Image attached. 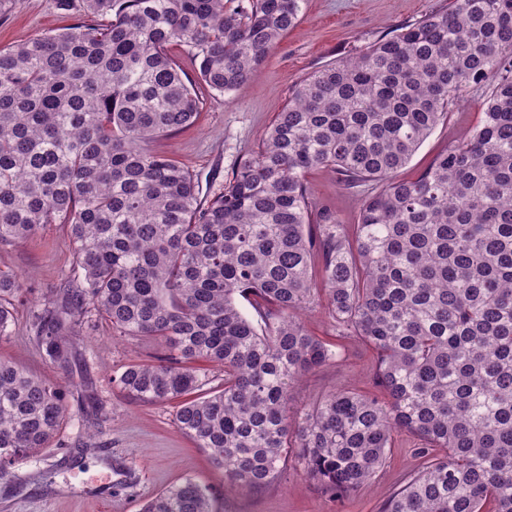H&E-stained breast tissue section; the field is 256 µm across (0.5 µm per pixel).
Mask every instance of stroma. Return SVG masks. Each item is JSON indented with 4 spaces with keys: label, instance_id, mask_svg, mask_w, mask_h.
<instances>
[{
    "label": "stroma",
    "instance_id": "stroma-1",
    "mask_svg": "<svg viewBox=\"0 0 512 512\" xmlns=\"http://www.w3.org/2000/svg\"><path fill=\"white\" fill-rule=\"evenodd\" d=\"M448 0H306L301 18L247 85L215 97L199 88L200 118L181 133L156 138L154 148L196 174L201 196L222 192L242 162L256 151L294 86L307 74L358 56L382 36L447 6ZM54 0H16L0 15V47L76 24ZM481 94H471L433 130L397 176L413 179L437 153L477 125ZM313 195L340 223L358 220L361 197L322 169L307 177ZM73 246L62 224H48L23 243L0 244V269L17 276L22 293L8 335L0 336V360L21 364L42 380L62 385L68 416L49 447L32 462L0 471V512H141L145 503L183 479L211 486L214 512H378L380 505L422 463L417 439L393 436L385 467L349 500L333 501L289 461L257 491L230 492L207 453L175 424V408L137 400L112 386L111 375L163 350L150 336H122L90 315L68 364L46 362L32 340L31 324L55 296L73 264ZM335 358L305 375L291 404L304 409L327 393L362 387L371 351L353 337L332 338Z\"/></svg>",
    "mask_w": 512,
    "mask_h": 512
}]
</instances>
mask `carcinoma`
<instances>
[{
	"instance_id": "carcinoma-1",
	"label": "carcinoma",
	"mask_w": 512,
	"mask_h": 512,
	"mask_svg": "<svg viewBox=\"0 0 512 512\" xmlns=\"http://www.w3.org/2000/svg\"><path fill=\"white\" fill-rule=\"evenodd\" d=\"M305 2L55 0L83 22L0 48V243L65 224L78 272L35 315L37 345L66 362L93 311L161 340L164 355L111 383L178 401L177 429L230 489L268 486L294 455L345 500L400 430L424 463L381 512H512V0H449L305 77L210 199L150 146L196 122V84L242 88ZM474 90L479 123L397 179ZM319 169L362 193L358 223L312 196ZM20 293L0 271L1 336ZM319 304L336 335L374 352L380 393L335 391L290 415L295 384L333 358L302 322ZM201 363L224 372L206 392ZM66 415L59 386L0 361V469L47 447ZM212 500L186 480L143 512H212Z\"/></svg>"
}]
</instances>
